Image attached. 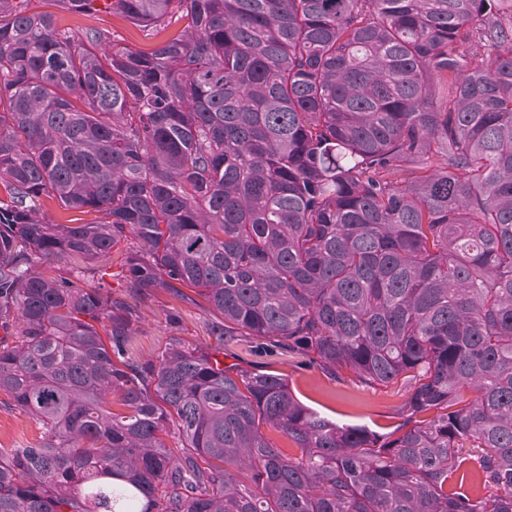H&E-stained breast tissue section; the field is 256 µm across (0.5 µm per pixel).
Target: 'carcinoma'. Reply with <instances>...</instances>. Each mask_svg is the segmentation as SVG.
I'll return each mask as SVG.
<instances>
[{"mask_svg": "<svg viewBox=\"0 0 512 512\" xmlns=\"http://www.w3.org/2000/svg\"><path fill=\"white\" fill-rule=\"evenodd\" d=\"M26 2L0 0V408L39 436L0 447V512H512V0H115L183 23L150 51ZM162 295L212 344L134 357ZM236 344L397 387L402 423L341 425Z\"/></svg>", "mask_w": 512, "mask_h": 512, "instance_id": "carcinoma-1", "label": "carcinoma"}]
</instances>
